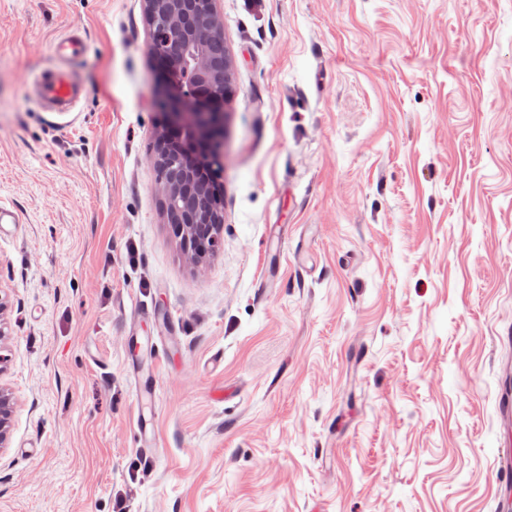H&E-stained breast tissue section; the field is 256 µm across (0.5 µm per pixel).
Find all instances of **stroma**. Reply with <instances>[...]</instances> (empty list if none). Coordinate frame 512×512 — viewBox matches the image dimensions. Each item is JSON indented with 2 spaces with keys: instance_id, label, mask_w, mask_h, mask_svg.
<instances>
[{
  "instance_id": "1",
  "label": "stroma",
  "mask_w": 512,
  "mask_h": 512,
  "mask_svg": "<svg viewBox=\"0 0 512 512\" xmlns=\"http://www.w3.org/2000/svg\"><path fill=\"white\" fill-rule=\"evenodd\" d=\"M217 9L224 233L198 267L143 0H0V512H501L512 0ZM72 31L87 95L42 111L23 83Z\"/></svg>"
}]
</instances>
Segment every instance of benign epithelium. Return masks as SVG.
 Masks as SVG:
<instances>
[{
	"instance_id": "7a95c632",
	"label": "benign epithelium",
	"mask_w": 512,
	"mask_h": 512,
	"mask_svg": "<svg viewBox=\"0 0 512 512\" xmlns=\"http://www.w3.org/2000/svg\"><path fill=\"white\" fill-rule=\"evenodd\" d=\"M173 20L162 19L151 39L188 47L198 36V19L205 30L224 33L216 0H179ZM155 64L157 95L166 112L158 132V158L154 159L162 184H167L161 158L180 163L176 189L187 207L172 218L173 236L180 241L190 263L201 266L220 249L224 229V198L217 182L222 165L218 151L224 138V115L230 96L223 80L209 75L206 65L191 69L185 57L148 50Z\"/></svg>"
}]
</instances>
